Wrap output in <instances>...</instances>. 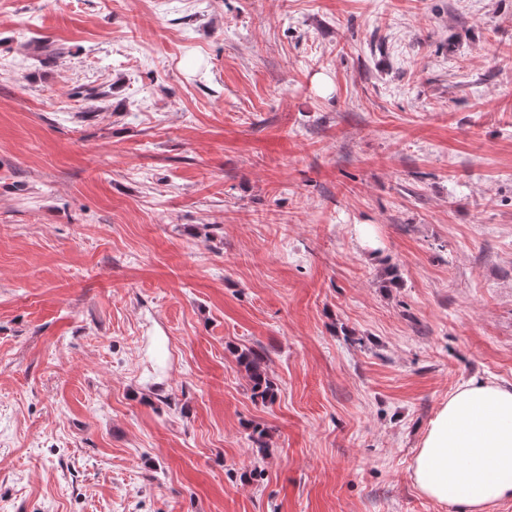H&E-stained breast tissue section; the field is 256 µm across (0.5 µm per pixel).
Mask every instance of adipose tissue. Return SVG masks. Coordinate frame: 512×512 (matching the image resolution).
Segmentation results:
<instances>
[{
  "label": "adipose tissue",
  "instance_id": "ef3b65f1",
  "mask_svg": "<svg viewBox=\"0 0 512 512\" xmlns=\"http://www.w3.org/2000/svg\"><path fill=\"white\" fill-rule=\"evenodd\" d=\"M413 478L448 512H488L512 501V387L459 384L430 423Z\"/></svg>",
  "mask_w": 512,
  "mask_h": 512
}]
</instances>
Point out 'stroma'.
Wrapping results in <instances>:
<instances>
[{
  "instance_id": "stroma-1",
  "label": "stroma",
  "mask_w": 512,
  "mask_h": 512,
  "mask_svg": "<svg viewBox=\"0 0 512 512\" xmlns=\"http://www.w3.org/2000/svg\"><path fill=\"white\" fill-rule=\"evenodd\" d=\"M473 377L512 0H0V512H448L412 466ZM238 363L249 379L253 398H260L263 403H273L276 389L269 379L264 354L260 350L249 349L239 355Z\"/></svg>"
}]
</instances>
